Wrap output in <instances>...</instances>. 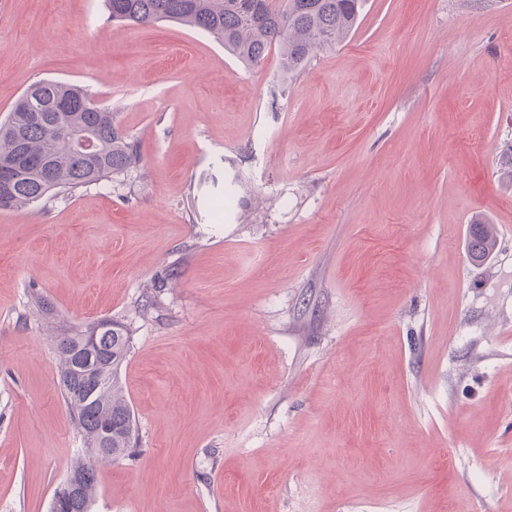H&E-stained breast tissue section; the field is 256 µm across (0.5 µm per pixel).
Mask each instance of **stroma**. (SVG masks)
I'll return each instance as SVG.
<instances>
[{
  "label": "stroma",
  "instance_id": "stroma-1",
  "mask_svg": "<svg viewBox=\"0 0 512 512\" xmlns=\"http://www.w3.org/2000/svg\"><path fill=\"white\" fill-rule=\"evenodd\" d=\"M46 79L143 162L0 210V512H50L86 457L55 348L103 318L139 444L91 512H512V0H365L290 76L103 0H0V122ZM496 239L490 224H471L468 252L475 263L483 262L494 250Z\"/></svg>",
  "mask_w": 512,
  "mask_h": 512
}]
</instances>
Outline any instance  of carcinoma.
Masks as SVG:
<instances>
[{
  "mask_svg": "<svg viewBox=\"0 0 512 512\" xmlns=\"http://www.w3.org/2000/svg\"><path fill=\"white\" fill-rule=\"evenodd\" d=\"M108 18L132 25L175 22L210 35L240 62L256 66L273 49L283 71L301 70L326 46L346 39L356 27L361 0H104ZM90 128L96 135L91 151H76L56 134V127ZM53 165L42 172V160ZM138 144L115 121L112 109L97 104L88 91L57 80L33 84L0 123V210L28 208L44 200L102 182H110L141 166ZM491 225H471L468 252L475 263L494 250ZM98 336L101 350L92 360L95 380L77 370L75 356L87 337ZM131 334L117 322L94 324L60 338L62 397L86 443L102 450L100 428L112 422L108 447L112 457L131 456L137 447L133 410L119 373L130 350ZM97 477L91 476L78 500L66 512H90Z\"/></svg>",
  "mask_w": 512,
  "mask_h": 512,
  "instance_id": "1",
  "label": "carcinoma"
}]
</instances>
